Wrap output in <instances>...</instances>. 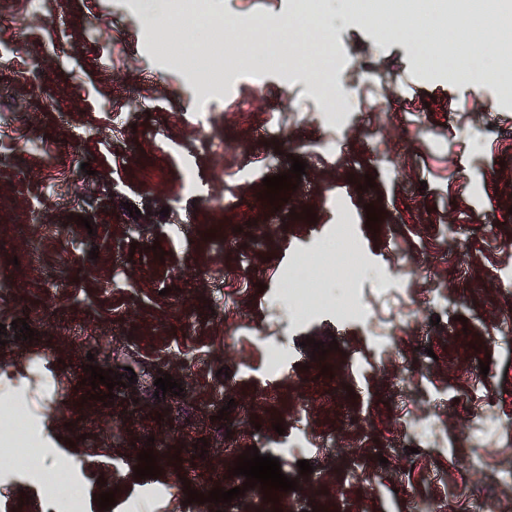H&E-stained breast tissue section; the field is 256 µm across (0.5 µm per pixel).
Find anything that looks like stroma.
<instances>
[{
  "label": "stroma",
  "instance_id": "stroma-1",
  "mask_svg": "<svg viewBox=\"0 0 512 512\" xmlns=\"http://www.w3.org/2000/svg\"><path fill=\"white\" fill-rule=\"evenodd\" d=\"M209 8L273 36L294 0ZM321 20L340 125L303 71L250 59L216 87L159 54L136 0H0V387L23 390L44 458L66 457L79 490L0 469V512H100L106 491L110 512H512V100ZM296 158L301 182L274 207L263 180ZM339 226L373 270L341 281L361 311L295 320L280 297L294 260ZM310 338L338 347L315 359ZM90 363L137 380L87 399ZM160 370L181 394L155 397ZM251 446L296 490L187 503L188 487L243 486L232 468ZM145 448L158 478L134 475Z\"/></svg>",
  "mask_w": 512,
  "mask_h": 512
}]
</instances>
